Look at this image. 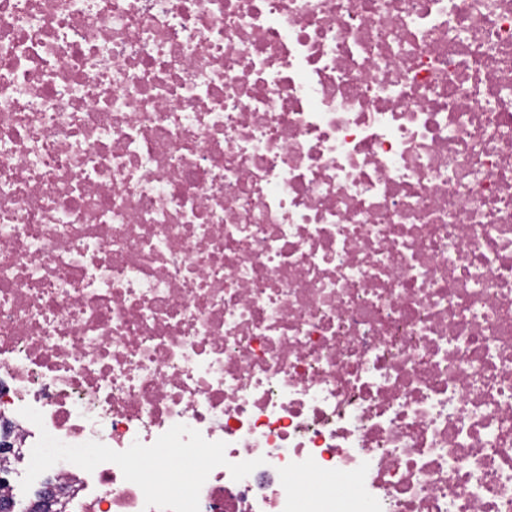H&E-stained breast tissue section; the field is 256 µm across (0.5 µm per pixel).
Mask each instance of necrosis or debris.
Here are the masks:
<instances>
[{
  "mask_svg": "<svg viewBox=\"0 0 512 512\" xmlns=\"http://www.w3.org/2000/svg\"><path fill=\"white\" fill-rule=\"evenodd\" d=\"M1 436L16 512H512V0H0Z\"/></svg>",
  "mask_w": 512,
  "mask_h": 512,
  "instance_id": "4bbe7bcc",
  "label": "necrosis or debris"
}]
</instances>
